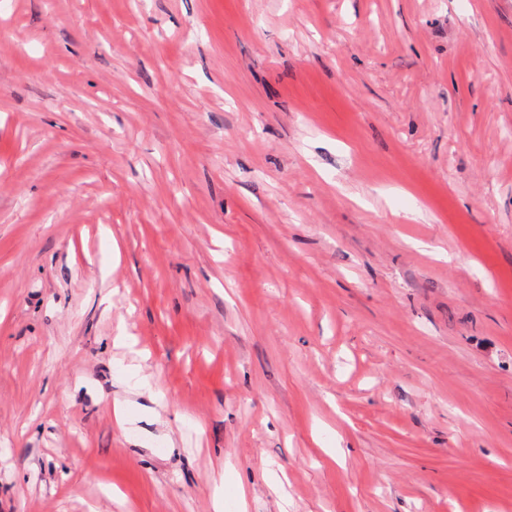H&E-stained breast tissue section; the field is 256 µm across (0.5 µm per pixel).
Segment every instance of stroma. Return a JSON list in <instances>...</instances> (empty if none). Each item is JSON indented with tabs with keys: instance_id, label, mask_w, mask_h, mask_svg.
<instances>
[{
	"instance_id": "obj_1",
	"label": "stroma",
	"mask_w": 512,
	"mask_h": 512,
	"mask_svg": "<svg viewBox=\"0 0 512 512\" xmlns=\"http://www.w3.org/2000/svg\"><path fill=\"white\" fill-rule=\"evenodd\" d=\"M217 498L512 512V0H0V512Z\"/></svg>"
}]
</instances>
